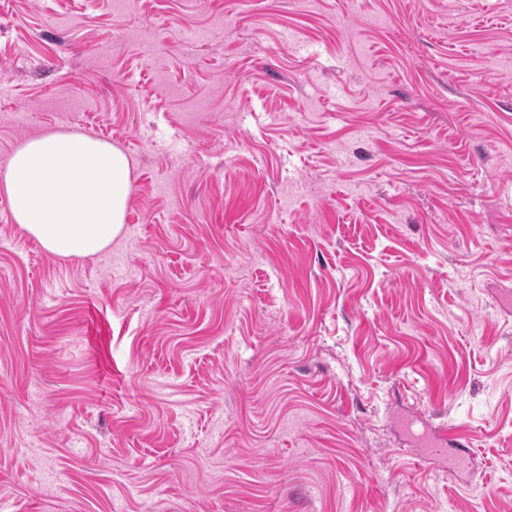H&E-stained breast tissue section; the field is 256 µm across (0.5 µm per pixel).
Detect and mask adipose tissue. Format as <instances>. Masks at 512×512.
Segmentation results:
<instances>
[{
	"mask_svg": "<svg viewBox=\"0 0 512 512\" xmlns=\"http://www.w3.org/2000/svg\"><path fill=\"white\" fill-rule=\"evenodd\" d=\"M15 224L50 255L89 257L124 231L132 193L127 155L73 131L24 140L0 167Z\"/></svg>",
	"mask_w": 512,
	"mask_h": 512,
	"instance_id": "1",
	"label": "adipose tissue"
}]
</instances>
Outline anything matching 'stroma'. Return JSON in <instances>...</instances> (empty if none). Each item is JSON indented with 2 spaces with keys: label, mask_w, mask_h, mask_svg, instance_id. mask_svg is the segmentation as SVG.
<instances>
[{
  "label": "stroma",
  "mask_w": 512,
  "mask_h": 512,
  "mask_svg": "<svg viewBox=\"0 0 512 512\" xmlns=\"http://www.w3.org/2000/svg\"><path fill=\"white\" fill-rule=\"evenodd\" d=\"M56 130L132 194H0L8 512H512V0H0V165ZM127 155L73 131L28 138L0 168L15 224L50 255L89 257L124 231L132 193ZM462 435L451 426H443L442 430L437 431L429 442V446L425 448L426 458H438L447 455L448 443H454L458 448L463 445L460 443Z\"/></svg>",
  "instance_id": "1"
}]
</instances>
